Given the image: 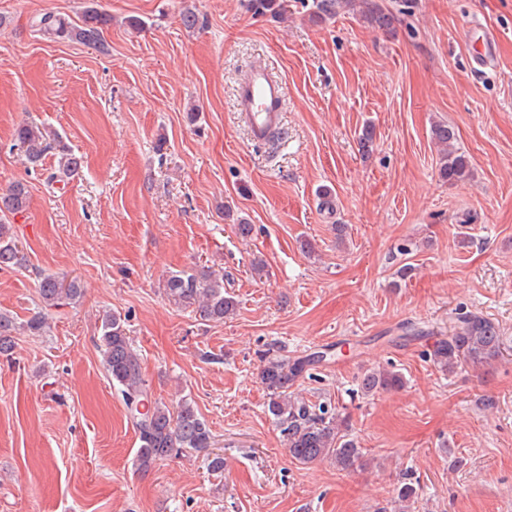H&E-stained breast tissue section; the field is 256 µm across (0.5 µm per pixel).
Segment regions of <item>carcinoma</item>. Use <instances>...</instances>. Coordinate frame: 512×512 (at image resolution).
Listing matches in <instances>:
<instances>
[{"label":"carcinoma","instance_id":"1","mask_svg":"<svg viewBox=\"0 0 512 512\" xmlns=\"http://www.w3.org/2000/svg\"><path fill=\"white\" fill-rule=\"evenodd\" d=\"M251 8L261 15L278 18L288 12V0H251ZM315 8L314 16L319 21L336 16L344 8L359 10L367 22L385 30L400 21L399 15L387 11L374 0H316ZM110 22L111 17L91 3L84 8L80 25L53 12H45L32 18L31 27L49 38L95 46ZM15 136L22 145L26 163L32 168L43 167L48 154L55 156L56 165L45 179L47 185L64 182L80 171L83 157L48 128L27 123L16 129ZM432 138L443 151L439 168L441 179L454 183L468 178L470 169L466 156L454 147V127L438 123L432 129ZM28 206L29 191L21 182L0 194V270L26 265V257L19 250L6 221L10 215L26 211ZM164 290L178 305L198 306L206 321L221 322L234 315L236 310L235 298L224 289V275L205 266L171 274ZM38 293L41 306L26 323L27 330L33 333L43 332L49 312L73 303L80 297L82 289L74 281L65 285L56 277L46 275L40 278ZM14 333L15 326L10 317L0 313V355H7L14 348ZM99 342L112 386L120 394L127 416L139 433L137 463L140 468L148 470L159 460L176 459L190 450L211 446L210 429L191 402L184 400L172 410L163 403L150 401L139 356L121 317L107 314L101 319ZM501 342L499 327L494 322L470 313L459 317L452 335L435 342L430 357L439 368L448 371L463 362L487 364L499 356ZM314 364L315 358L310 355L265 358L261 382L267 390V411L285 436L288 455L292 459L308 464L327 458L340 470L363 468L367 466L365 453L358 442L349 437L346 418L327 402L314 403L290 391L297 378ZM403 384L402 376L392 371L368 372L361 380L367 393L398 389ZM148 401L152 402V407L141 411ZM415 493L416 489L410 483L400 488L399 512H412Z\"/></svg>","mask_w":512,"mask_h":512}]
</instances>
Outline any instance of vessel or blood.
<instances>
[{
    "mask_svg": "<svg viewBox=\"0 0 512 512\" xmlns=\"http://www.w3.org/2000/svg\"><path fill=\"white\" fill-rule=\"evenodd\" d=\"M286 88L261 63L253 64L240 80L235 108L247 123L254 142H267L283 124Z\"/></svg>",
    "mask_w": 512,
    "mask_h": 512,
    "instance_id": "b4317fda",
    "label": "vessel or blood"
}]
</instances>
